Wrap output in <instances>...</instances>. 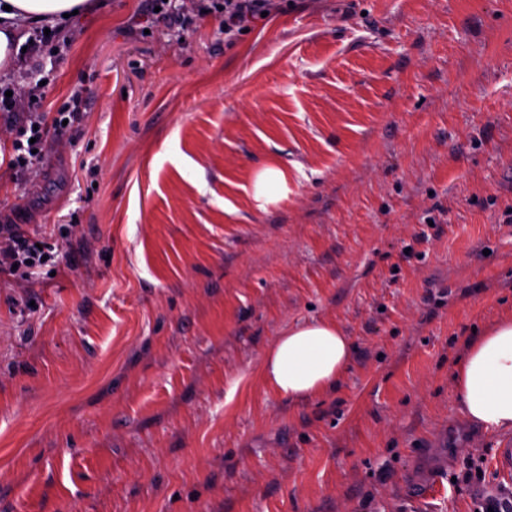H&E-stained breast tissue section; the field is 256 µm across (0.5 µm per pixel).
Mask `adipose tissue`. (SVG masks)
<instances>
[{
  "label": "adipose tissue",
  "mask_w": 512,
  "mask_h": 512,
  "mask_svg": "<svg viewBox=\"0 0 512 512\" xmlns=\"http://www.w3.org/2000/svg\"><path fill=\"white\" fill-rule=\"evenodd\" d=\"M90 7V0H0V73L12 72L13 50L25 40L26 25H54ZM353 352L350 337L335 322L311 321L282 332L265 351L260 373L278 395L307 400L336 388ZM454 382L471 420L489 429H512V317L471 340Z\"/></svg>",
  "instance_id": "ef3b65f1"
}]
</instances>
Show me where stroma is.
I'll use <instances>...</instances> for the list:
<instances>
[{"mask_svg":"<svg viewBox=\"0 0 512 512\" xmlns=\"http://www.w3.org/2000/svg\"><path fill=\"white\" fill-rule=\"evenodd\" d=\"M18 53L0 101L83 97L0 224L66 264L0 270V512H477L512 431L454 369L512 314V0H277L224 32L103 0ZM274 165L286 199L259 210ZM435 221L426 229V221ZM336 322L341 384L261 381ZM288 194L285 173L273 166L260 170L251 185V196L259 209L274 203ZM354 352L349 336L334 322L288 327L263 354L260 373L275 393L307 400L336 389Z\"/></svg>","mask_w":512,"mask_h":512,"instance_id":"obj_1","label":"stroma"}]
</instances>
